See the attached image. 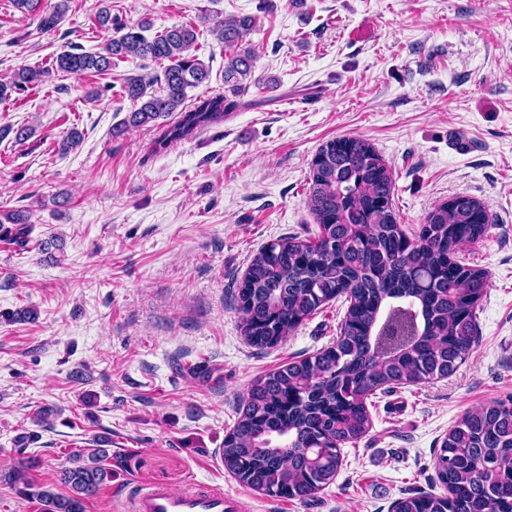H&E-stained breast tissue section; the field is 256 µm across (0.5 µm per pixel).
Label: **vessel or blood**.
<instances>
[{
    "label": "vessel or blood",
    "instance_id": "obj_1",
    "mask_svg": "<svg viewBox=\"0 0 512 512\" xmlns=\"http://www.w3.org/2000/svg\"><path fill=\"white\" fill-rule=\"evenodd\" d=\"M123 509L124 512H243L244 504L239 497L220 490L173 492L152 487L130 496Z\"/></svg>",
    "mask_w": 512,
    "mask_h": 512
}]
</instances>
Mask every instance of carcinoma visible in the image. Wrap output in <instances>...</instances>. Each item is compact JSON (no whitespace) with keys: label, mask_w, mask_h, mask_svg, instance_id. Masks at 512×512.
<instances>
[{"label":"carcinoma","mask_w":512,"mask_h":512,"mask_svg":"<svg viewBox=\"0 0 512 512\" xmlns=\"http://www.w3.org/2000/svg\"><path fill=\"white\" fill-rule=\"evenodd\" d=\"M39 27L58 26L67 11L59 0H11ZM98 22L115 36L97 52H64L58 72L104 74L117 61L166 62L161 74L125 79L133 109L112 127L119 137L132 127L160 129L159 153L170 144L221 123L238 103L224 93L186 105L188 91L207 84L210 66L196 55L194 24H176L152 37L144 20L127 26L109 8ZM255 20L232 16L211 29L224 48V85L235 94L251 76L255 51L242 45ZM48 72L23 67L0 81V102L42 84ZM392 172L362 138L326 142L310 167L307 195L318 232L263 246L237 288L246 341L273 348L288 340L320 307L345 297L349 305L339 335L328 347L256 378L238 420L224 436V468L239 483L269 497L307 501L333 483L344 445L372 428L368 400L378 391L451 376L478 342L476 311L489 288L480 268L457 260L461 247L483 237L490 218L477 200L459 196L435 207L409 236L392 208ZM31 233L23 210L0 211V236L24 245ZM106 450L73 455L61 471L66 492L30 476L34 458L2 471L4 482L44 512H85V502L112 480ZM446 495L419 493L398 500L395 512H512V400L466 412L448 431L436 457Z\"/></svg>","instance_id":"obj_1"}]
</instances>
